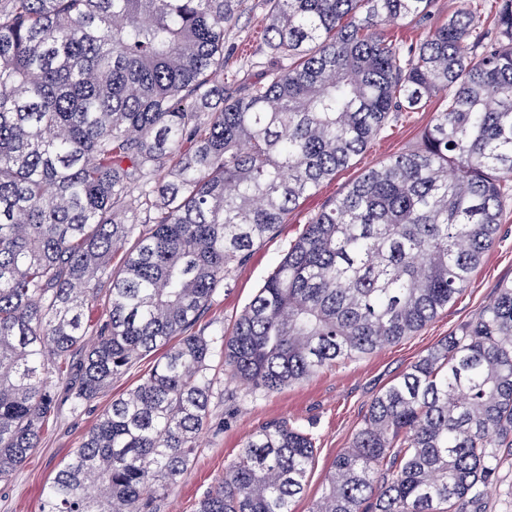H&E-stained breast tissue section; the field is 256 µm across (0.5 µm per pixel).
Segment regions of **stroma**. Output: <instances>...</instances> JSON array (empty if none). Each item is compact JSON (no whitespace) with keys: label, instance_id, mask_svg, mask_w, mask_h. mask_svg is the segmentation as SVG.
I'll return each instance as SVG.
<instances>
[{"label":"stroma","instance_id":"stroma-1","mask_svg":"<svg viewBox=\"0 0 512 512\" xmlns=\"http://www.w3.org/2000/svg\"><path fill=\"white\" fill-rule=\"evenodd\" d=\"M463 0H436L433 12L421 25L388 24L384 33L407 44L419 42L457 11ZM264 7L262 0H248L236 25L224 36L229 72L257 75L279 65V58L261 45ZM434 115L433 107L407 112L373 139L365 152L348 167L306 197L270 238L256 247L250 262L239 268L229 289L218 290L201 324L231 327L249 305L258 288L283 257L289 243L301 232L308 217L326 201L351 185L365 170L414 148ZM512 281V206L502 216L497 238L481 264L472 272L464 291L448 307L414 334L375 353L321 369L313 377L268 395L252 394L250 388L217 371L223 397L214 399L212 420L198 441V450L188 470L165 490L160 512H196L199 500L223 478L237 461L246 438L267 423L289 419L311 430L316 438V456L308 471L303 495L293 512H309L322 493L325 476L336 455L348 448L362 426L372 399L405 371L428 348L449 336L457 327L489 304L501 282ZM154 364L147 356L95 399L85 412H62L45 431L42 443L22 468L0 482V512H40L43 488L78 448L86 432L110 406L112 400L134 388Z\"/></svg>","mask_w":512,"mask_h":512}]
</instances>
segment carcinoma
<instances>
[{"instance_id":"obj_1","label":"carcinoma","mask_w":512,"mask_h":512,"mask_svg":"<svg viewBox=\"0 0 512 512\" xmlns=\"http://www.w3.org/2000/svg\"><path fill=\"white\" fill-rule=\"evenodd\" d=\"M264 2L286 64L231 75L230 94L224 32L246 0H0V481L62 406L162 351L41 512H159L224 396L214 361L273 393L398 342L466 288L512 204V0L415 45L381 26L436 0ZM440 91L418 147L311 215L231 332L197 327L301 200ZM504 454L512 281L372 400L309 512H487ZM314 457L310 431L269 423L197 512H292Z\"/></svg>"}]
</instances>
